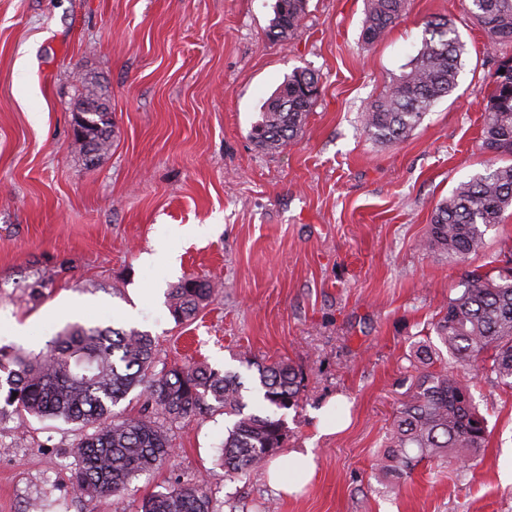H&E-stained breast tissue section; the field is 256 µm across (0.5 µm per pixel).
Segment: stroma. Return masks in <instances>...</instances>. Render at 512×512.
<instances>
[{"label": "stroma", "instance_id": "35a3bbf8", "mask_svg": "<svg viewBox=\"0 0 512 512\" xmlns=\"http://www.w3.org/2000/svg\"><path fill=\"white\" fill-rule=\"evenodd\" d=\"M276 0H0V346L39 353L67 324L119 325L157 342L155 371L205 362L255 373L285 360L305 377L283 411L286 450L313 449L317 471L283 497L257 469L229 481L219 462L233 420L218 408L174 424V452L124 497L71 495L80 424L0 420V512H136L146 495L204 481L214 512H512V389L460 368L488 419L467 473L421 463L375 477L406 398L420 342L455 297L461 265L421 243L436 205L482 173L490 76L512 47L491 49L469 0H407L381 41L363 39L366 0H308L300 32L269 37ZM452 18L466 44L458 88L403 142L371 140L362 114L418 53L425 22ZM112 107L110 154L74 155L79 71ZM320 77L297 139L277 154L254 143L264 103L294 71ZM174 266L149 267L156 249ZM218 287L186 324L165 292L182 277ZM47 288L30 293L29 283ZM346 398L350 425L316 436V413Z\"/></svg>", "mask_w": 512, "mask_h": 512}]
</instances>
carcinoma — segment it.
<instances>
[{"label": "carcinoma", "mask_w": 512, "mask_h": 512, "mask_svg": "<svg viewBox=\"0 0 512 512\" xmlns=\"http://www.w3.org/2000/svg\"><path fill=\"white\" fill-rule=\"evenodd\" d=\"M406 0H369L363 36L382 39L401 18ZM470 13L482 26L488 47L512 45V0H470ZM308 0H277L271 34L286 40L297 34ZM422 46L362 113L367 135L378 143L405 140L432 104L456 88L465 44L453 21L425 22ZM319 95V79L308 71L289 75L266 102L252 130L257 146L276 154L302 130ZM107 100L94 77L81 78L79 102ZM73 150L82 161L96 160L112 147L110 108L85 112ZM482 146L512 155V56L498 61L484 108ZM512 207V163L488 164L461 182L434 209L422 246L454 263L479 254L487 231ZM215 292V285L186 277L169 288L168 305L178 323L193 320ZM433 329L449 361L418 371L408 400L394 417L388 441L376 460V474L394 480L423 460L461 462L485 447L488 421L474 402L470 383L455 369L481 366L512 389V267L477 265L464 270L455 297L442 306ZM155 340L137 328L73 324L56 335L47 353L28 354L0 346V393L7 415L61 418L89 432L73 444L71 485L80 500L118 496L133 478L157 469L169 456L168 424L186 420L217 403L234 418L224 437L221 462L230 478L265 465L288 439L276 412L298 405L303 373L285 361L243 360L257 371V398L245 400L240 376L206 363L174 365L154 372ZM144 399L141 415L115 419L114 407L133 390ZM137 512H212L205 485L176 486L144 497Z\"/></svg>", "instance_id": "carcinoma-1"}]
</instances>
